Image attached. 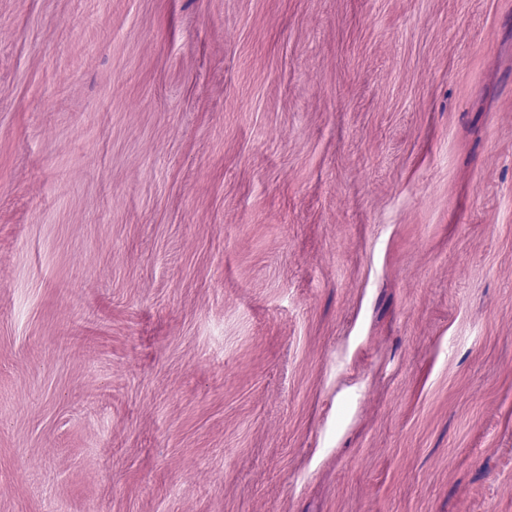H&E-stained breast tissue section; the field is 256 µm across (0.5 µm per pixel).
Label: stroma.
I'll list each match as a JSON object with an SVG mask.
<instances>
[{
	"instance_id": "obj_1",
	"label": "stroma",
	"mask_w": 512,
	"mask_h": 512,
	"mask_svg": "<svg viewBox=\"0 0 512 512\" xmlns=\"http://www.w3.org/2000/svg\"><path fill=\"white\" fill-rule=\"evenodd\" d=\"M0 512H512V0H0Z\"/></svg>"
}]
</instances>
